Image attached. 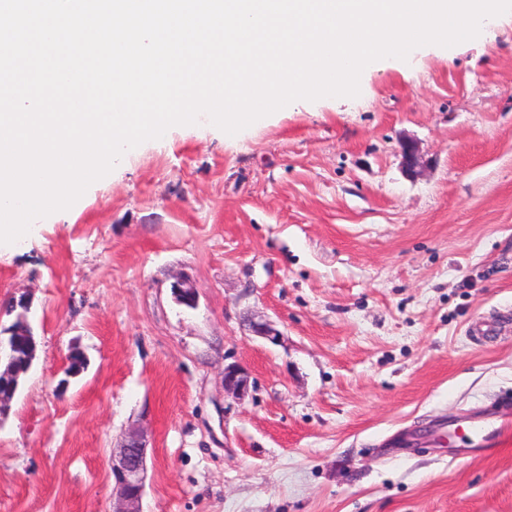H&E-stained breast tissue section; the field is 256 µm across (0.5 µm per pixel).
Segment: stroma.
I'll use <instances>...</instances> for the list:
<instances>
[{
	"label": "stroma",
	"mask_w": 512,
	"mask_h": 512,
	"mask_svg": "<svg viewBox=\"0 0 512 512\" xmlns=\"http://www.w3.org/2000/svg\"><path fill=\"white\" fill-rule=\"evenodd\" d=\"M21 294L37 358L0 420V512H112L133 426L143 512H512V16L358 97L127 151L0 244V324ZM485 422L499 446L472 447ZM250 377L238 365H228L224 368V391L238 399H244L249 392ZM147 448V436L140 428L130 429L118 448H113L112 512H141Z\"/></svg>",
	"instance_id": "obj_1"
}]
</instances>
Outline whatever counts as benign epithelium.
<instances>
[{"mask_svg":"<svg viewBox=\"0 0 512 512\" xmlns=\"http://www.w3.org/2000/svg\"><path fill=\"white\" fill-rule=\"evenodd\" d=\"M403 164L409 174L416 173L418 158L416 148L410 143L400 145ZM177 300L191 307L195 304L196 290L187 281L174 285ZM31 311L30 299L21 294L11 299L10 312L14 321L7 327H0V362H7V368L0 370V420L9 411V400L13 397L20 372L14 366V350L19 336H33L28 315ZM250 331L257 337L275 342L280 331L266 320L249 321ZM250 377L238 365L224 367V392L243 399L248 395ZM147 464V436L140 428L130 429L122 443L112 449L111 471L113 479L112 512H141L139 505L144 491V478Z\"/></svg>","mask_w":512,"mask_h":512,"instance_id":"7a95c632","label":"benign epithelium"}]
</instances>
